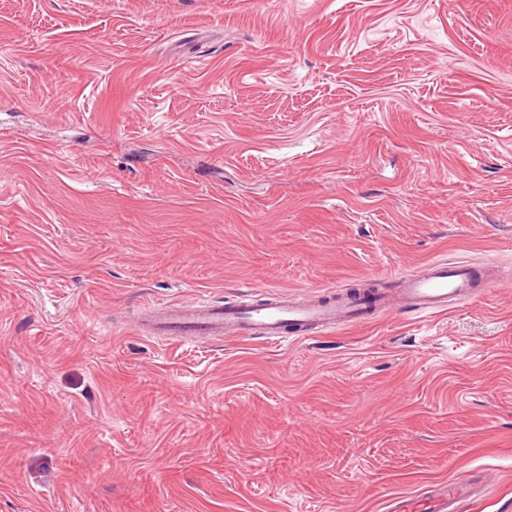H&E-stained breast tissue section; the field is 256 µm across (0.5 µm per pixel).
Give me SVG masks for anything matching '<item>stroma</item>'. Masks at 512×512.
I'll list each match as a JSON object with an SVG mask.
<instances>
[{
  "label": "stroma",
  "mask_w": 512,
  "mask_h": 512,
  "mask_svg": "<svg viewBox=\"0 0 512 512\" xmlns=\"http://www.w3.org/2000/svg\"><path fill=\"white\" fill-rule=\"evenodd\" d=\"M498 288L289 344L141 307ZM512 512V0H0V512ZM494 263L493 258H487L483 271H479L465 261H438L431 263L423 273L399 274L396 292L375 294L373 307L379 314H391L405 307L432 314L446 312L450 301H470L496 287V280L487 275ZM478 494L474 491V478L467 472L438 488L432 495L421 499L416 505L413 499L398 496L393 499L392 512H468ZM418 502V503H419Z\"/></svg>",
  "instance_id": "35a3bbf8"
}]
</instances>
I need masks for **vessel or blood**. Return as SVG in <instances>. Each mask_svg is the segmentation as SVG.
<instances>
[{
  "mask_svg": "<svg viewBox=\"0 0 512 512\" xmlns=\"http://www.w3.org/2000/svg\"><path fill=\"white\" fill-rule=\"evenodd\" d=\"M493 259L483 268L464 261L434 262L422 273L399 274L396 292L376 296L373 304L354 297L313 302L284 292L265 291L242 307L211 303H165L145 307L137 325L138 335L178 341L200 339H254L285 342L307 331L328 333L363 322L369 308L391 314L405 307L432 314L447 311L449 302H466L483 296L497 282L486 273ZM477 494L474 478L461 473L432 495L414 502L394 498L392 512H469Z\"/></svg>",
  "mask_w": 512,
  "mask_h": 512,
  "instance_id": "obj_1",
  "label": "vessel or blood"
}]
</instances>
